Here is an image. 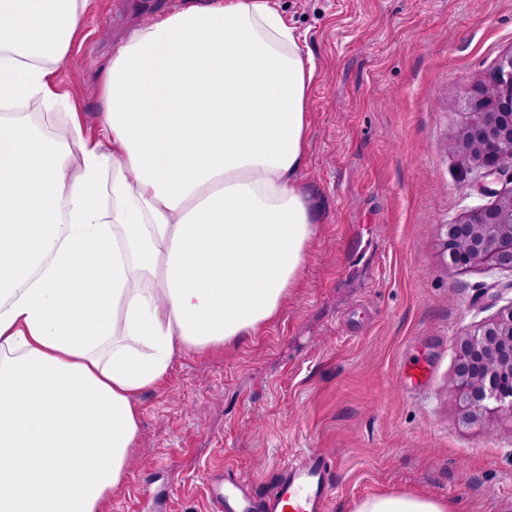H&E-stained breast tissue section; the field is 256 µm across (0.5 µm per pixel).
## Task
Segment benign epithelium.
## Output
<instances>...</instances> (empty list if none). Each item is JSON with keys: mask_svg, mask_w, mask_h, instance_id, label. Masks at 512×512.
<instances>
[{"mask_svg": "<svg viewBox=\"0 0 512 512\" xmlns=\"http://www.w3.org/2000/svg\"><path fill=\"white\" fill-rule=\"evenodd\" d=\"M459 102L473 114L452 149L482 177L512 169V51L499 57L485 79L463 92ZM446 266H477L512 271V190L496 194L488 206L441 225ZM455 383L467 418L484 422L501 411L512 413V305L455 344Z\"/></svg>", "mask_w": 512, "mask_h": 512, "instance_id": "obj_1", "label": "benign epithelium"}]
</instances>
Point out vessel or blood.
<instances>
[{
	"instance_id": "obj_1",
	"label": "vessel or blood",
	"mask_w": 512,
	"mask_h": 512,
	"mask_svg": "<svg viewBox=\"0 0 512 512\" xmlns=\"http://www.w3.org/2000/svg\"><path fill=\"white\" fill-rule=\"evenodd\" d=\"M332 469L330 458L309 451L284 465L272 491L259 501L248 493L242 476L225 472L223 479L207 485L212 512H325L332 492Z\"/></svg>"
}]
</instances>
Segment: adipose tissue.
Returning a JSON list of instances; mask_svg holds the SVG:
<instances>
[{"mask_svg": "<svg viewBox=\"0 0 512 512\" xmlns=\"http://www.w3.org/2000/svg\"><path fill=\"white\" fill-rule=\"evenodd\" d=\"M85 6L0 0V512H105L140 396L177 355L271 324L317 232L298 179L314 63L274 0H191L135 31L95 140L50 82ZM354 512L448 504L388 491Z\"/></svg>", "mask_w": 512, "mask_h": 512, "instance_id": "1", "label": "adipose tissue"}]
</instances>
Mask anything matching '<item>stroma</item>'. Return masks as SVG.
Listing matches in <instances>:
<instances>
[{"mask_svg":"<svg viewBox=\"0 0 512 512\" xmlns=\"http://www.w3.org/2000/svg\"><path fill=\"white\" fill-rule=\"evenodd\" d=\"M185 0H87L53 75L99 135L112 53ZM316 63L300 172L318 222L302 285L278 319L220 352L177 357L141 399V443L108 512H207L232 469L270 491L319 449L327 512L383 490L455 512H512V414L464 419L457 337L512 306V272L448 270L440 227L491 203L450 148L460 93L512 50V0H276ZM420 362L423 390L405 379ZM181 491L170 496L168 487Z\"/></svg>","mask_w":512,"mask_h":512,"instance_id":"stroma-1","label":"stroma"}]
</instances>
